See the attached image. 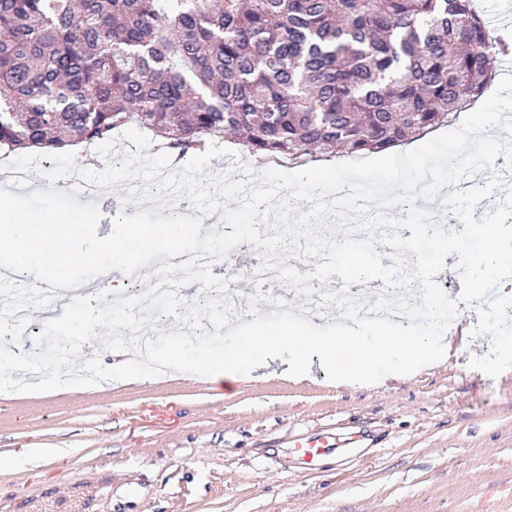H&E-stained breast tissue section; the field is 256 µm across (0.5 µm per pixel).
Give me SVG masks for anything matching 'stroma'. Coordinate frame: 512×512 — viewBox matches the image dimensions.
Returning a JSON list of instances; mask_svg holds the SVG:
<instances>
[{"mask_svg":"<svg viewBox=\"0 0 512 512\" xmlns=\"http://www.w3.org/2000/svg\"><path fill=\"white\" fill-rule=\"evenodd\" d=\"M383 385L281 359L224 387L201 375L0 392V512H512V371L489 336ZM327 438L313 465L297 443Z\"/></svg>","mask_w":512,"mask_h":512,"instance_id":"1","label":"stroma"}]
</instances>
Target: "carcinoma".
<instances>
[{
    "label": "carcinoma",
    "instance_id": "carcinoma-1",
    "mask_svg": "<svg viewBox=\"0 0 512 512\" xmlns=\"http://www.w3.org/2000/svg\"><path fill=\"white\" fill-rule=\"evenodd\" d=\"M0 0V151L137 128L180 155L361 156L473 108L506 45L474 0Z\"/></svg>",
    "mask_w": 512,
    "mask_h": 512
}]
</instances>
